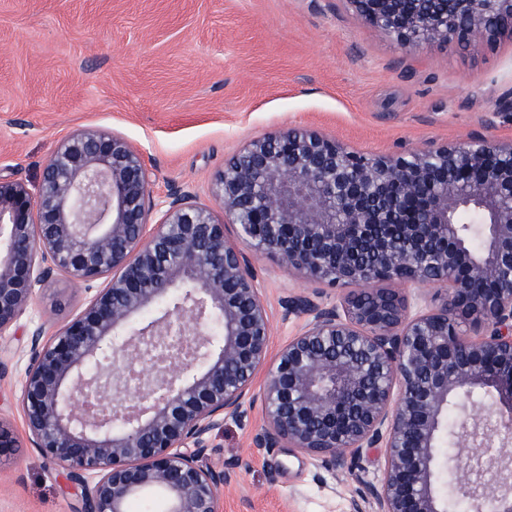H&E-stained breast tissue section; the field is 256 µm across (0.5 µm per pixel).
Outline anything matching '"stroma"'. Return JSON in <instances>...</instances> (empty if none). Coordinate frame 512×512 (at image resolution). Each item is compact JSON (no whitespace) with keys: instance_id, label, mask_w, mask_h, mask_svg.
<instances>
[{"instance_id":"obj_1","label":"stroma","mask_w":512,"mask_h":512,"mask_svg":"<svg viewBox=\"0 0 512 512\" xmlns=\"http://www.w3.org/2000/svg\"><path fill=\"white\" fill-rule=\"evenodd\" d=\"M84 128L123 136L154 196L212 185L249 141L304 128L348 149L395 154L474 136L512 140V37L481 53L451 43L407 50L363 26L347 0H0V178L37 184L55 145ZM252 271L281 347L303 324L281 300L294 280L271 256ZM88 304L64 275L0 337V419L20 426L31 324L62 326ZM258 410L226 419L205 464L239 463L224 512H349L379 483L384 451L352 473L297 449L255 448ZM80 492L30 445L0 460V512H80Z\"/></svg>"}]
</instances>
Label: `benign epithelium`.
Returning <instances> with one entry per match:
<instances>
[{
	"instance_id": "1",
	"label": "benign epithelium",
	"mask_w": 512,
	"mask_h": 512,
	"mask_svg": "<svg viewBox=\"0 0 512 512\" xmlns=\"http://www.w3.org/2000/svg\"><path fill=\"white\" fill-rule=\"evenodd\" d=\"M349 2L404 47L479 52L512 35V0ZM214 194L222 221L188 183L153 198L138 151L94 128L55 146L36 188L0 179V337L56 275L90 294L54 332L32 325L18 400L27 441L80 487L83 512H129L152 491L165 512H223L238 464L199 458L247 406L255 448L288 444L332 470L385 449L350 512H447L448 473L472 512H512V141L376 156L289 129L243 146ZM227 224L302 280L282 307L304 323L273 357ZM339 283L355 289L318 291ZM17 447L0 424V456Z\"/></svg>"
}]
</instances>
